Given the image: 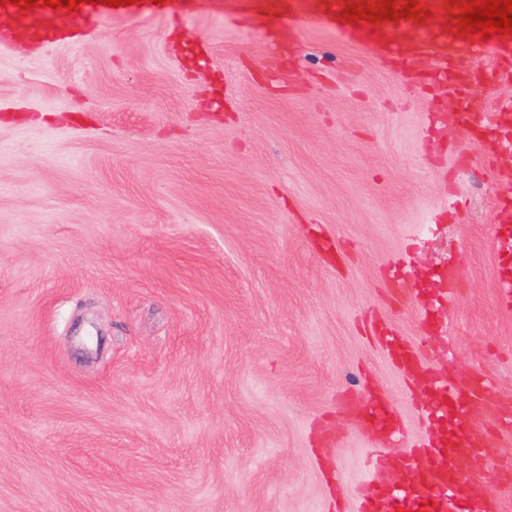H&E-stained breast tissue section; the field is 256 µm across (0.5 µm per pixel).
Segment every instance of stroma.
Returning <instances> with one entry per match:
<instances>
[{
  "instance_id": "stroma-1",
  "label": "stroma",
  "mask_w": 512,
  "mask_h": 512,
  "mask_svg": "<svg viewBox=\"0 0 512 512\" xmlns=\"http://www.w3.org/2000/svg\"><path fill=\"white\" fill-rule=\"evenodd\" d=\"M225 8L0 50V512H356L338 487L370 434L344 399L385 396L409 438L435 435L425 379L379 339L428 319L457 372L512 400V134L458 131L457 170L431 61ZM463 63L479 120L512 104V50ZM407 254L404 298L388 264ZM496 440L466 460L512 512V422Z\"/></svg>"
}]
</instances>
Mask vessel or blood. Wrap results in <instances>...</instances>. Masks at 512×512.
Masks as SVG:
<instances>
[{"label":"vessel or blood","mask_w":512,"mask_h":512,"mask_svg":"<svg viewBox=\"0 0 512 512\" xmlns=\"http://www.w3.org/2000/svg\"><path fill=\"white\" fill-rule=\"evenodd\" d=\"M362 0H232V10L241 16L268 14L285 21L289 30L310 24L333 29L340 39L361 41L383 29H398L409 33L411 41L391 42L387 53L404 62L414 56L435 59L438 69L435 80L452 86L458 96H465L467 85L454 70V62L462 50L448 28L449 16H461L457 0H394L395 6L414 5L415 14L399 20H375L353 17L351 7ZM200 0H131L130 4L110 7L93 6L83 0L76 10L53 9L43 5L27 8L0 0V48L8 49L28 43L44 49L54 46H75L94 38L93 24L112 17H148L176 21L195 14ZM440 340L439 335L421 338L409 344L389 336L387 349L396 359L400 371L413 376L424 353ZM432 389L438 403L434 418L457 417L461 421L455 446L440 441L411 443L400 427L392 410L382 402L376 403L369 415L371 425L380 427L385 439L371 445L364 461V475L351 488L359 505L358 512H397L406 502L424 503L427 512H451L456 492L465 475L460 450L462 447L486 446L485 426L495 415L498 401L489 381L452 383L442 371H432ZM403 459L419 462L420 469L413 483L399 488L387 479L392 463L391 451Z\"/></svg>","instance_id":"vessel-or-blood-1"}]
</instances>
